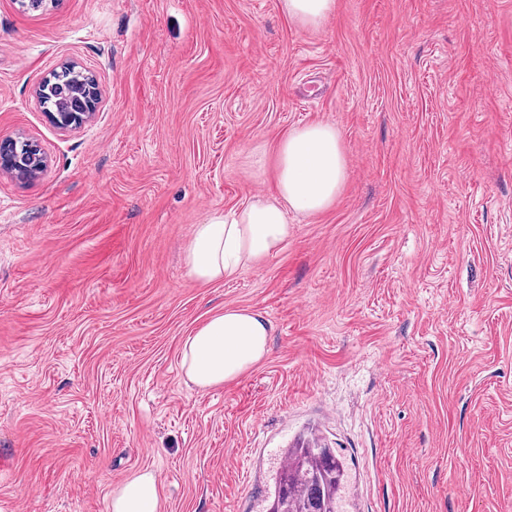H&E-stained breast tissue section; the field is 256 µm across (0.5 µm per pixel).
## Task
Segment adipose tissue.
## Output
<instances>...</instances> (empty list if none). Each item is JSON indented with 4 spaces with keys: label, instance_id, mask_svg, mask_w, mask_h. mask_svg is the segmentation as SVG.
I'll use <instances>...</instances> for the list:
<instances>
[{
    "label": "adipose tissue",
    "instance_id": "1",
    "mask_svg": "<svg viewBox=\"0 0 512 512\" xmlns=\"http://www.w3.org/2000/svg\"><path fill=\"white\" fill-rule=\"evenodd\" d=\"M282 13L301 28H316L334 12L336 0H279ZM256 174H272L271 197L242 208L212 212L194 225L183 250L190 277L203 284L232 279L244 266L259 267L291 234L289 212L329 209L346 179V159L333 124L314 122L289 129L273 151L251 154ZM271 325L260 313L228 308L211 315L184 342L186 380L205 390L234 381L268 354ZM111 512H162V488L151 472L127 479L113 494Z\"/></svg>",
    "mask_w": 512,
    "mask_h": 512
}]
</instances>
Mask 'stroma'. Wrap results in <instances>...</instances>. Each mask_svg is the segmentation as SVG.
<instances>
[{"label":"stroma","instance_id":"obj_1","mask_svg":"<svg viewBox=\"0 0 512 512\" xmlns=\"http://www.w3.org/2000/svg\"><path fill=\"white\" fill-rule=\"evenodd\" d=\"M102 97L79 129L36 98L62 64ZM335 125V203L289 213L263 267L191 278L214 210L273 188L248 156ZM0 512H111L153 471L162 512H261L283 448L316 429L348 512H512V0H0ZM260 311L267 357L187 385L181 347ZM288 20L300 28H317L334 12L335 0H280ZM47 166V157L34 142L20 136L0 139L1 172L31 178L41 174Z\"/></svg>","mask_w":512,"mask_h":512}]
</instances>
